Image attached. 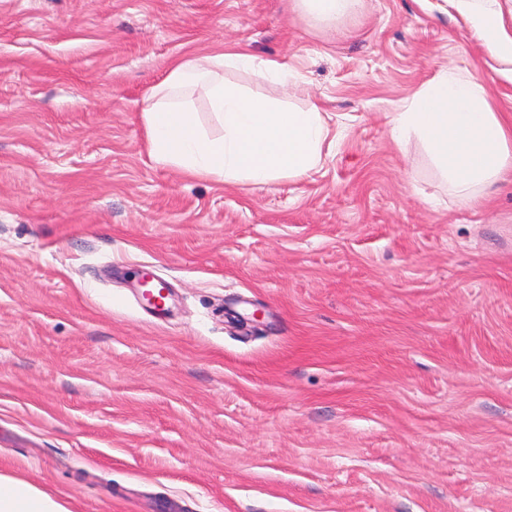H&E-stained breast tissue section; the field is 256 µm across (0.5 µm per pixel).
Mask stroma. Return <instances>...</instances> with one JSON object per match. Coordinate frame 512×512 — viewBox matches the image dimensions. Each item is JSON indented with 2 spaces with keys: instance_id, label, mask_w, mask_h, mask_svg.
<instances>
[{
  "instance_id": "1",
  "label": "stroma",
  "mask_w": 512,
  "mask_h": 512,
  "mask_svg": "<svg viewBox=\"0 0 512 512\" xmlns=\"http://www.w3.org/2000/svg\"><path fill=\"white\" fill-rule=\"evenodd\" d=\"M220 45L335 113L321 169L150 158V88ZM446 66L512 113L451 0H0V472L73 512H512V185L464 205L388 124ZM294 7L301 13L321 22L335 21L338 18L358 11L362 0H293Z\"/></svg>"
}]
</instances>
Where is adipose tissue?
<instances>
[{
	"mask_svg": "<svg viewBox=\"0 0 512 512\" xmlns=\"http://www.w3.org/2000/svg\"><path fill=\"white\" fill-rule=\"evenodd\" d=\"M453 2L504 72L512 74V29L504 23L501 0ZM241 70L276 84L289 82L287 63L234 47L174 60L150 89L141 114L150 157L190 177L226 184L264 186L317 171L333 147L332 114L314 104L298 108L250 94L225 81V72ZM196 88L203 90L222 134H210L200 123L189 100ZM390 124L396 141L419 138L463 204H483L489 188L512 181V114L493 111L475 74L440 70ZM0 512L71 510L33 483L0 473Z\"/></svg>",
	"mask_w": 512,
	"mask_h": 512,
	"instance_id": "1",
	"label": "adipose tissue"
}]
</instances>
